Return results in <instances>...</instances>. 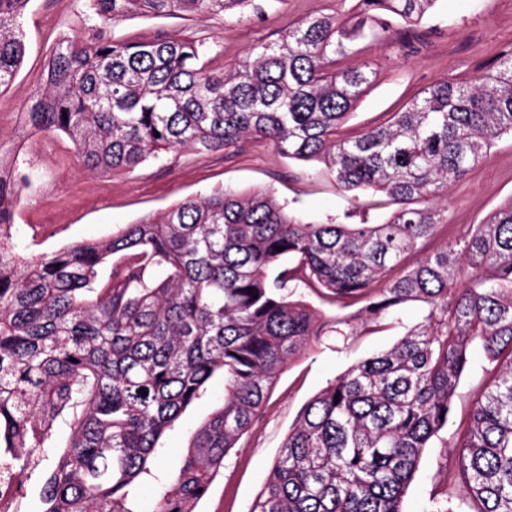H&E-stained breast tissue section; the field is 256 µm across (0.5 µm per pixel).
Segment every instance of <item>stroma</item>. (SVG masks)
Returning <instances> with one entry per match:
<instances>
[{"mask_svg": "<svg viewBox=\"0 0 512 512\" xmlns=\"http://www.w3.org/2000/svg\"><path fill=\"white\" fill-rule=\"evenodd\" d=\"M259 12L198 16H136L112 24L116 41H146L159 36L202 40L221 54L225 69L237 67L254 44L276 39L303 19L319 14L347 18L357 0H258ZM100 23L89 0H30L24 16L27 53L14 80L0 90V148L30 182L22 193L15 221L22 256L51 252L67 244L109 235L145 216H160L177 200L204 196L227 186L266 189L288 212L317 223H383L391 206L373 205L368 193L337 187L318 161L285 158L264 139H252L221 153L185 150L148 161L133 172L110 178L85 170L72 144L43 133L49 148H35L38 136L25 114L45 86L44 67L54 44L63 37L83 41ZM512 46V0H438L421 21L395 23L386 41H366L346 58L349 66L368 64L373 81L340 130L349 137L399 111L440 79L475 76L480 63ZM512 199V137H503L490 155L453 184L439 205L446 224L436 238L444 243ZM305 300L329 316L342 319L340 333L324 335L277 379L263 413L224 460V467L199 503L198 512H247L266 481L300 408L353 365L391 348L423 321L425 306L408 302L388 320L385 331L363 324L356 304L332 305L305 293ZM472 362L457 388L448 427L426 448L403 500L404 512H426L432 497H447L460 512H472L471 500L440 478L445 464L443 441L464 429L470 401L480 392L483 351L473 345ZM222 381L190 405L162 439L166 453L160 468H175L195 429L219 405Z\"/></svg>", "mask_w": 512, "mask_h": 512, "instance_id": "35a3bbf8", "label": "stroma"}]
</instances>
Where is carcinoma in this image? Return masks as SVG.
Listing matches in <instances>:
<instances>
[{
	"instance_id": "obj_1",
	"label": "carcinoma",
	"mask_w": 512,
	"mask_h": 512,
	"mask_svg": "<svg viewBox=\"0 0 512 512\" xmlns=\"http://www.w3.org/2000/svg\"><path fill=\"white\" fill-rule=\"evenodd\" d=\"M28 2L0 0V88L26 55ZM93 2L109 26L136 14L241 13L252 0ZM435 2L359 0L351 17L307 18L229 71L203 41L57 42L30 128L65 134L102 177L264 138L288 158H322L340 188L395 209L382 224H313L268 190L224 188L22 258L12 229L27 176L0 173V456L15 476L53 460L43 512H139L133 494L145 486L149 512H196L285 367L345 323L293 298L299 287L365 302L376 330L407 302L426 315L305 405L248 512H403L475 340L491 384L444 480L478 512H512V199L391 275L446 223L437 201L448 186L512 135V49L474 79L437 81L384 122L337 137L373 75L340 61ZM218 375L222 405L179 465L160 471L161 437Z\"/></svg>"
}]
</instances>
